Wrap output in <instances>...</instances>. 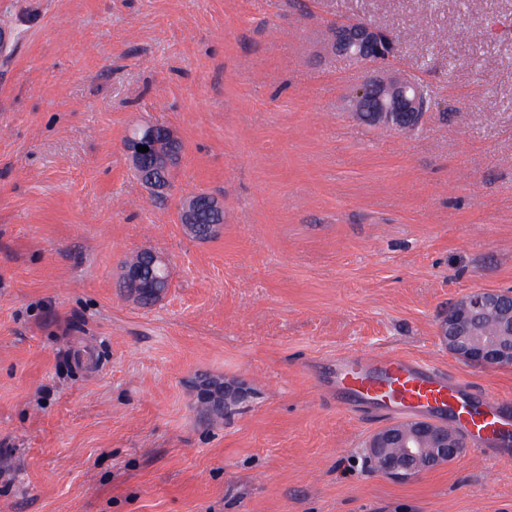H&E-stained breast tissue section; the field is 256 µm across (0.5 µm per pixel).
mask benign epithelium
Returning a JSON list of instances; mask_svg holds the SVG:
<instances>
[{
  "label": "benign epithelium",
  "instance_id": "1",
  "mask_svg": "<svg viewBox=\"0 0 512 512\" xmlns=\"http://www.w3.org/2000/svg\"><path fill=\"white\" fill-rule=\"evenodd\" d=\"M328 50L367 63H384L394 56L395 46L383 29L358 20H337L330 25ZM355 115L373 125L394 131L418 129L432 111L424 85L391 68L381 69L357 86L353 93ZM149 151L141 153L137 146ZM125 149L140 180L157 196L166 195L178 164V143L167 128L143 125L126 139ZM220 214L223 203L210 195L202 201H181L179 223L183 230L199 236L201 210ZM150 276L130 264L122 266L126 295L138 303L163 296L170 274L156 253L148 258ZM438 336L448 350L476 367H512V293L474 289L448 310L438 325ZM199 404L231 414L248 397L244 384L204 377L195 383ZM462 437L445 427L419 423L406 428L393 425L373 434L366 453L374 469L399 481L409 480L453 460L465 445Z\"/></svg>",
  "mask_w": 512,
  "mask_h": 512
}]
</instances>
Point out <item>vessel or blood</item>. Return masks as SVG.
<instances>
[{
	"label": "vessel or blood",
	"mask_w": 512,
	"mask_h": 512,
	"mask_svg": "<svg viewBox=\"0 0 512 512\" xmlns=\"http://www.w3.org/2000/svg\"><path fill=\"white\" fill-rule=\"evenodd\" d=\"M336 403L409 420L421 416L461 431L475 454H512V399L482 400L435 366L400 355H343L324 367Z\"/></svg>",
	"instance_id": "vessel-or-blood-1"
}]
</instances>
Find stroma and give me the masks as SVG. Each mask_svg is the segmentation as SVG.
<instances>
[{
  "label": "stroma",
  "instance_id": "stroma-1",
  "mask_svg": "<svg viewBox=\"0 0 512 512\" xmlns=\"http://www.w3.org/2000/svg\"><path fill=\"white\" fill-rule=\"evenodd\" d=\"M347 18L425 85L416 131L353 115L374 67L327 50ZM0 27V512H512L493 454L374 472L391 418L320 377L398 353L512 397L438 337L512 289V0H0ZM147 123L182 146L163 197L124 150ZM193 193L217 237L180 226ZM147 249L171 284L142 307L119 282ZM204 374L248 400L206 421ZM205 201L196 198L185 199L179 206V223L183 230L197 238L199 236V223L201 210L206 207L215 214L224 213L223 203L210 195L205 194Z\"/></svg>",
  "mask_w": 512,
  "mask_h": 512
}]
</instances>
